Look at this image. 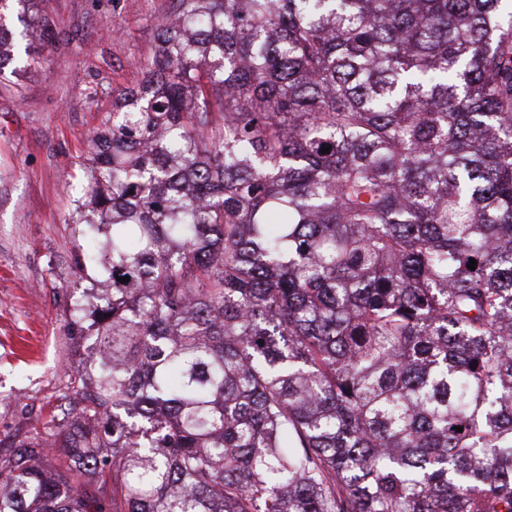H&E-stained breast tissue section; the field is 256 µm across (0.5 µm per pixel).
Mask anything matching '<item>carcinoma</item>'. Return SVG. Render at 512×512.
Returning <instances> with one entry per match:
<instances>
[{"instance_id":"cac0c4a2","label":"carcinoma","mask_w":512,"mask_h":512,"mask_svg":"<svg viewBox=\"0 0 512 512\" xmlns=\"http://www.w3.org/2000/svg\"><path fill=\"white\" fill-rule=\"evenodd\" d=\"M503 2L169 0L87 140L74 398L0 512H512ZM37 5L0 0V78L47 64Z\"/></svg>"}]
</instances>
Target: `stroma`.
I'll return each mask as SVG.
<instances>
[{
	"label": "stroma",
	"instance_id": "1",
	"mask_svg": "<svg viewBox=\"0 0 512 512\" xmlns=\"http://www.w3.org/2000/svg\"><path fill=\"white\" fill-rule=\"evenodd\" d=\"M167 0H40L55 23L49 66L0 78V454L71 401L64 371L84 352L70 334V298L87 283L67 222L87 182L86 140L133 87Z\"/></svg>",
	"mask_w": 512,
	"mask_h": 512
}]
</instances>
